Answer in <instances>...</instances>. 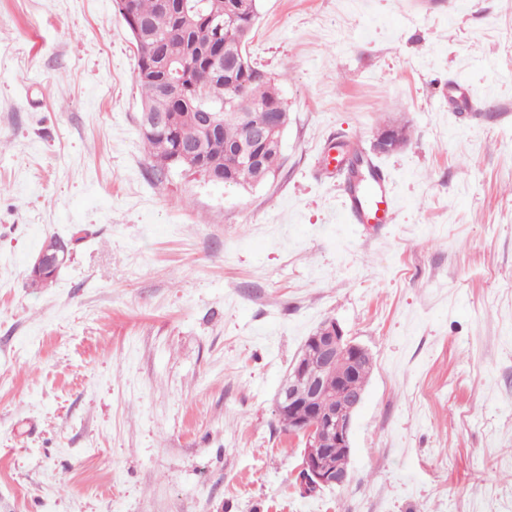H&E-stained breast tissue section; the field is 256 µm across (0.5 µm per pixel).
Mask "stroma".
Returning <instances> with one entry per match:
<instances>
[{"instance_id":"stroma-1","label":"stroma","mask_w":512,"mask_h":512,"mask_svg":"<svg viewBox=\"0 0 512 512\" xmlns=\"http://www.w3.org/2000/svg\"><path fill=\"white\" fill-rule=\"evenodd\" d=\"M258 9L288 126L243 188L152 178L115 0H0V512H512V0ZM336 140L382 229L341 223ZM328 319L372 368L349 483L305 496L275 397ZM58 254L52 253L49 254L46 250L38 252L37 256L34 258V261L31 265V271L33 274L39 275H49L53 274L55 271L56 265L58 264ZM29 275L30 281L33 285H43L47 281L41 277Z\"/></svg>"}]
</instances>
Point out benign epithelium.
<instances>
[{
	"label": "benign epithelium",
	"mask_w": 512,
	"mask_h": 512,
	"mask_svg": "<svg viewBox=\"0 0 512 512\" xmlns=\"http://www.w3.org/2000/svg\"><path fill=\"white\" fill-rule=\"evenodd\" d=\"M133 35L143 72H151L160 65L167 67L161 90L167 94L179 91L183 84L180 62L170 58L157 62L155 49L144 41L139 26H133ZM245 121L253 144L245 153L250 162L257 160L254 145L264 142L272 132L284 131L287 125L286 113L276 110L250 113ZM400 144L399 131L389 129L377 135L372 151L388 153ZM57 264L58 254L40 251L31 271L49 275ZM343 355L350 356L349 370L337 374L336 359ZM371 362L368 350L347 338L336 321L329 319L307 337L301 356L289 368L287 380L277 396L275 412L280 421L283 412L295 415L296 420L288 422V432L305 439L297 475L303 494L311 496L349 481V467L335 464L333 455L338 448L347 455L351 452L353 419L365 394V388L357 382V371Z\"/></svg>",
	"instance_id": "1"
}]
</instances>
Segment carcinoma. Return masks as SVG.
Segmentation results:
<instances>
[{
    "instance_id": "cac0c4a2",
    "label": "carcinoma",
    "mask_w": 512,
    "mask_h": 512,
    "mask_svg": "<svg viewBox=\"0 0 512 512\" xmlns=\"http://www.w3.org/2000/svg\"><path fill=\"white\" fill-rule=\"evenodd\" d=\"M133 20L122 18L126 26L135 22L140 26L145 39L158 46L159 51L182 61L187 79L184 88L175 97L159 92L162 71L137 75L142 91V104L151 111L168 117L165 128H140V136L150 159H171L181 148L203 138L199 128L201 113L205 109L224 107L220 129L215 139H206V159L216 174L224 177V183L232 186H250L265 181L279 166L282 148L271 146L262 154L261 167H251L239 162L230 149L246 137V131L233 114L224 106L229 96V82L240 84L245 96L258 112L276 103H283L279 89L267 73L256 66L244 72L229 71L222 77L209 75L204 67V55L215 43L224 42V54L237 50L235 38L251 39L253 29L250 22L257 13L258 0H200L203 14L224 22L223 29L209 26L205 21L187 19L175 8H163L160 0H130ZM206 87L205 96L194 89L196 82Z\"/></svg>"
}]
</instances>
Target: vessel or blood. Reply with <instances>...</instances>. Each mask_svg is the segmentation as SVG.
<instances>
[{"label": "vessel or blood", "mask_w": 512, "mask_h": 512, "mask_svg": "<svg viewBox=\"0 0 512 512\" xmlns=\"http://www.w3.org/2000/svg\"><path fill=\"white\" fill-rule=\"evenodd\" d=\"M395 210L393 191L383 174L370 183L349 182L344 188L342 219L347 224L378 226L391 223Z\"/></svg>", "instance_id": "obj_1"}]
</instances>
